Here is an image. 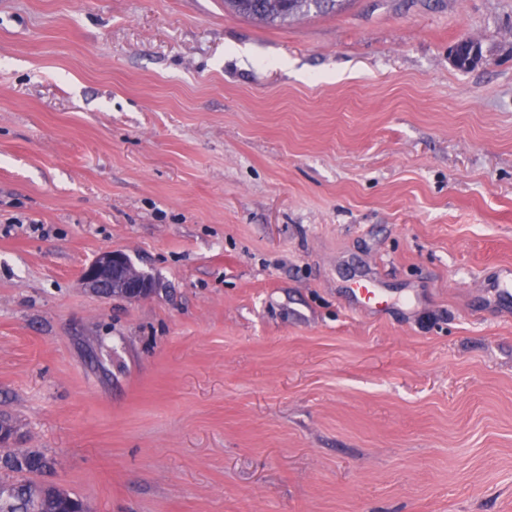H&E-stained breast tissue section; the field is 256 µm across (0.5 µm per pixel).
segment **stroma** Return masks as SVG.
Returning a JSON list of instances; mask_svg holds the SVG:
<instances>
[{"instance_id": "35a3bbf8", "label": "stroma", "mask_w": 512, "mask_h": 512, "mask_svg": "<svg viewBox=\"0 0 512 512\" xmlns=\"http://www.w3.org/2000/svg\"><path fill=\"white\" fill-rule=\"evenodd\" d=\"M508 265L512 0H0V415L90 512H512ZM344 0H224L237 13L266 24H285L312 12L328 13L341 8ZM128 260L118 251H102L96 259L84 269L83 283L88 289L103 297L122 296L136 300L151 293L149 280L143 279L130 282L116 276V272L123 269ZM380 288L379 281L371 277L359 279L350 287L358 302L370 308H383L386 305L387 301Z\"/></svg>"}]
</instances>
